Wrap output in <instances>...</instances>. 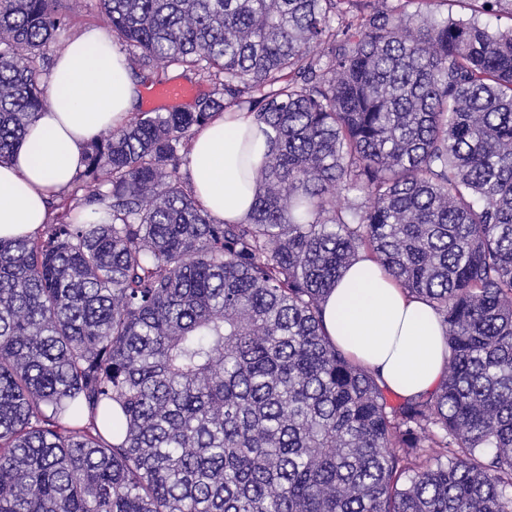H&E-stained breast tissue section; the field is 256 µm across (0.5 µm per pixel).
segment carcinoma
Segmentation results:
<instances>
[{"instance_id": "1", "label": "carcinoma", "mask_w": 512, "mask_h": 512, "mask_svg": "<svg viewBox=\"0 0 512 512\" xmlns=\"http://www.w3.org/2000/svg\"><path fill=\"white\" fill-rule=\"evenodd\" d=\"M76 2L0 0V163ZM385 2L101 0L141 70L214 87L94 137L64 219L0 239V512H512V28ZM229 108L268 149L219 224L180 166ZM362 250L441 317L428 396L325 331Z\"/></svg>"}]
</instances>
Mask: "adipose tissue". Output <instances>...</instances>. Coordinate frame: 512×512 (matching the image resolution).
Here are the masks:
<instances>
[{
	"label": "adipose tissue",
	"instance_id": "obj_1",
	"mask_svg": "<svg viewBox=\"0 0 512 512\" xmlns=\"http://www.w3.org/2000/svg\"><path fill=\"white\" fill-rule=\"evenodd\" d=\"M51 106L30 123L24 142L0 164V238H29L48 221V199L68 189L86 146L120 127L139 103L130 64L101 28L87 27L57 52ZM265 137L251 113L230 109L196 128L188 174L201 209L219 222L245 221L255 198L253 170ZM325 327L338 347L374 369L404 398L433 392L448 360L435 310L410 296L360 255L325 303Z\"/></svg>",
	"mask_w": 512,
	"mask_h": 512
}]
</instances>
